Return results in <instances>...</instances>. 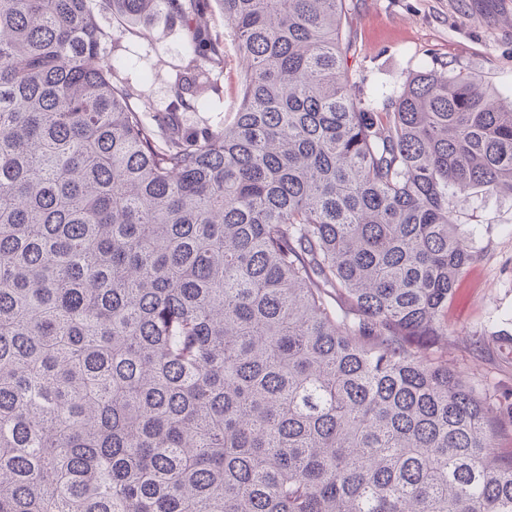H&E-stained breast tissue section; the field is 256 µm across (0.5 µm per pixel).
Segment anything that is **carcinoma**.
<instances>
[{"label": "carcinoma", "mask_w": 512, "mask_h": 512, "mask_svg": "<svg viewBox=\"0 0 512 512\" xmlns=\"http://www.w3.org/2000/svg\"><path fill=\"white\" fill-rule=\"evenodd\" d=\"M0 0V512H512V418L448 367L473 260L448 195L512 196V104L425 70L378 110L346 0ZM187 62L149 121L116 48ZM138 36H126L121 50L115 52L132 65L122 71L135 92L149 97L152 114L164 112L171 99V75L186 55V31L172 22L163 11L155 13L139 26ZM228 64L224 71L218 76V81L225 86L227 90V99L224 105L223 100L213 99L205 112H181L183 122L190 127H204L206 125H217L224 122V115L227 117L233 112V98L235 97L237 87V62L233 52L231 42H225Z\"/></svg>", "instance_id": "carcinoma-1"}]
</instances>
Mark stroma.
I'll return each instance as SVG.
<instances>
[{"instance_id": "stroma-1", "label": "stroma", "mask_w": 512, "mask_h": 512, "mask_svg": "<svg viewBox=\"0 0 512 512\" xmlns=\"http://www.w3.org/2000/svg\"><path fill=\"white\" fill-rule=\"evenodd\" d=\"M347 66L378 100L397 96L424 70L472 74L481 90L512 103V0H346ZM181 23L157 12L126 36L120 52L104 43V59L120 55L122 76L166 110L171 75L186 55ZM448 206L468 234L474 258L458 278L445 317L442 344L449 365L478 388L512 406V199L478 190L452 194Z\"/></svg>"}]
</instances>
